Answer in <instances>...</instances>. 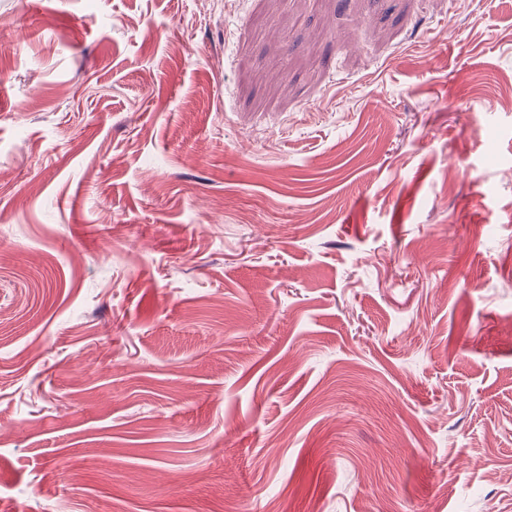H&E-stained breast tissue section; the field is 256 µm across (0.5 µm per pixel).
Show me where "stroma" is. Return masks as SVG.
I'll list each match as a JSON object with an SVG mask.
<instances>
[{
  "label": "stroma",
  "instance_id": "1",
  "mask_svg": "<svg viewBox=\"0 0 512 512\" xmlns=\"http://www.w3.org/2000/svg\"><path fill=\"white\" fill-rule=\"evenodd\" d=\"M510 472L512 0H0V512Z\"/></svg>",
  "mask_w": 512,
  "mask_h": 512
}]
</instances>
